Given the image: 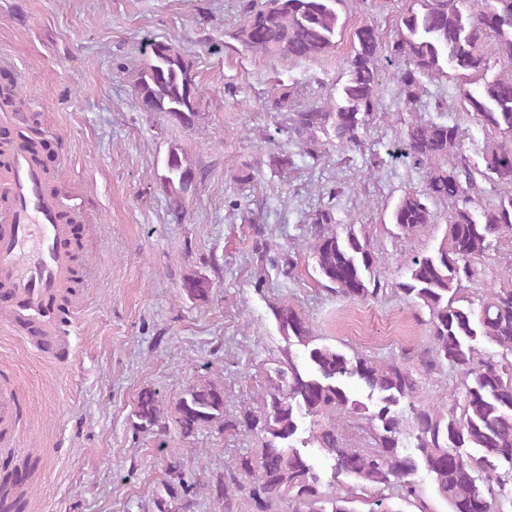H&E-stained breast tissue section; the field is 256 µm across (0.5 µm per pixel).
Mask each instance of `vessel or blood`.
Segmentation results:
<instances>
[{
	"label": "vessel or blood",
	"instance_id": "vessel-or-blood-1",
	"mask_svg": "<svg viewBox=\"0 0 512 512\" xmlns=\"http://www.w3.org/2000/svg\"><path fill=\"white\" fill-rule=\"evenodd\" d=\"M74 205L64 190H46L44 175L19 146L0 165V312L11 331L41 355L65 362L71 345L56 305L74 277L72 227L60 223ZM18 391L0 386V424L23 417Z\"/></svg>",
	"mask_w": 512,
	"mask_h": 512
}]
</instances>
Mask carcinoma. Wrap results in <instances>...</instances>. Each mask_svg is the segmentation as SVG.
<instances>
[{"mask_svg":"<svg viewBox=\"0 0 512 512\" xmlns=\"http://www.w3.org/2000/svg\"><path fill=\"white\" fill-rule=\"evenodd\" d=\"M345 0H240L243 22L233 39L263 55L313 60L335 47L344 29L339 7ZM411 0L401 15L397 38L382 47L377 29L365 24L352 33L346 80L329 107L293 113L291 132L302 151L318 156L315 135L333 133L336 146L359 148L381 87L378 55L387 51L405 62L398 96L410 106L423 80L456 72L463 112L500 134L487 147L482 175L512 188V73L488 76L491 58L482 51L488 34L498 36V54L512 63V0ZM147 59L134 74L133 89L142 112L191 128L203 98L193 62L170 40H151ZM480 83L472 91L468 85ZM0 104L20 111L21 88H0ZM458 124L410 122L404 131L407 155L427 170L422 189L406 193L394 207L391 224L404 237L434 222L430 204H451L446 233L437 251L413 256L392 293L428 311L426 345L402 357L376 361L324 342L301 312L288 304L272 307L285 345L274 359V377L259 405L236 413L226 407L224 386L198 379L177 399L171 417L184 437L206 429L242 433L257 448H242L224 462V472L203 484L216 512H396V498L429 512L413 476L423 471L447 512H498L512 498V282L474 300L463 281L477 275L476 263L512 239V194L481 204L469 158L461 151ZM47 162L52 143L42 135L30 141ZM445 164H440V160ZM168 207L184 212L185 194L196 178L181 149L165 160ZM333 209L310 218V248L315 283L348 301L386 293L377 275L370 238L354 224L336 228ZM191 301L207 302L208 278L182 283ZM304 349L301 360L294 347ZM448 367L460 376L459 396L441 409L416 402L421 376ZM159 394L144 390L132 412V426L149 433L164 418ZM360 424L374 440L369 448L349 446L340 428ZM307 448H317L331 463L327 476L314 466ZM0 478V509L22 512L19 472ZM197 481L175 457L165 468L157 512H191Z\"/></svg>","mask_w":512,"mask_h":512,"instance_id":"1","label":"carcinoma"}]
</instances>
